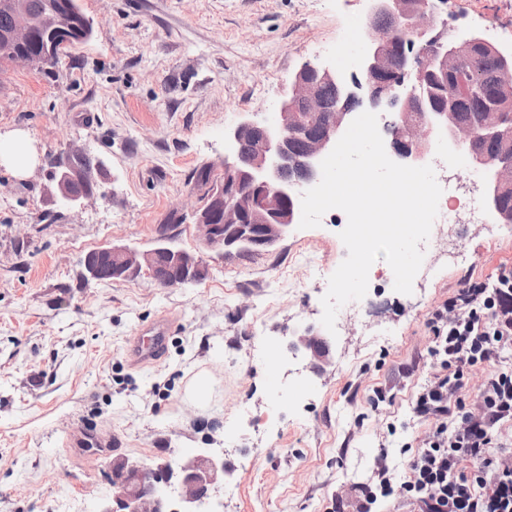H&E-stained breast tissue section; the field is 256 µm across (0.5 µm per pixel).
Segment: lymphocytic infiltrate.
Segmentation results:
<instances>
[{
	"label": "lymphocytic infiltrate",
	"instance_id": "lymphocytic-infiltrate-1",
	"mask_svg": "<svg viewBox=\"0 0 512 512\" xmlns=\"http://www.w3.org/2000/svg\"><path fill=\"white\" fill-rule=\"evenodd\" d=\"M427 376L414 392V417L428 431L406 443L411 459L402 484L407 512H512V268L493 283L465 281L430 313ZM486 369L471 388L474 372ZM474 467L461 470L462 459ZM395 471L378 455L373 478L361 488L354 512H373L391 497Z\"/></svg>",
	"mask_w": 512,
	"mask_h": 512
}]
</instances>
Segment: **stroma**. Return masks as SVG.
Instances as JSON below:
<instances>
[{"mask_svg":"<svg viewBox=\"0 0 512 512\" xmlns=\"http://www.w3.org/2000/svg\"><path fill=\"white\" fill-rule=\"evenodd\" d=\"M92 23L83 44L48 73L0 70V142L24 137L35 160L0 161V512H94L111 494L107 462L222 451L230 465L213 494L220 512H332L369 483L387 453L423 435L411 393L423 382L427 319L466 276L493 282L512 266V234L461 224L464 262L439 267L404 295L379 280L342 307L321 373L290 342L320 327L328 279L347 255L335 218L291 227L275 247L225 255L201 241L190 209L219 177L227 134L245 113L278 118L291 77L343 54L365 0H78ZM455 28L512 47V0H447ZM81 149L99 162L97 194L67 207L45 192L53 163ZM167 227L197 252L205 279L163 289L85 285L83 257L109 244L152 248ZM172 327L158 365L133 363L139 326ZM209 383L194 395L198 378ZM396 383L392 403L373 391ZM99 453L68 447L77 430Z\"/></svg>","mask_w":512,"mask_h":512,"instance_id":"1","label":"stroma"}]
</instances>
